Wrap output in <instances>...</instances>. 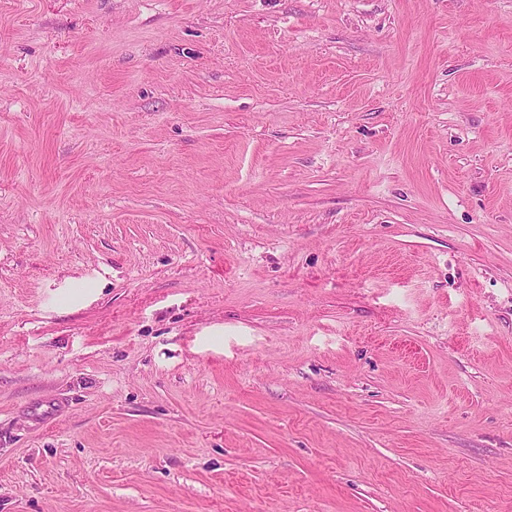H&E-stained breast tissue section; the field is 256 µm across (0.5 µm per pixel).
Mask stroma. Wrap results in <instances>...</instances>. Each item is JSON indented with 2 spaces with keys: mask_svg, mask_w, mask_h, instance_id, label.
Listing matches in <instances>:
<instances>
[{
  "mask_svg": "<svg viewBox=\"0 0 512 512\" xmlns=\"http://www.w3.org/2000/svg\"><path fill=\"white\" fill-rule=\"evenodd\" d=\"M0 512H512V0H0Z\"/></svg>",
  "mask_w": 512,
  "mask_h": 512,
  "instance_id": "stroma-1",
  "label": "stroma"
}]
</instances>
